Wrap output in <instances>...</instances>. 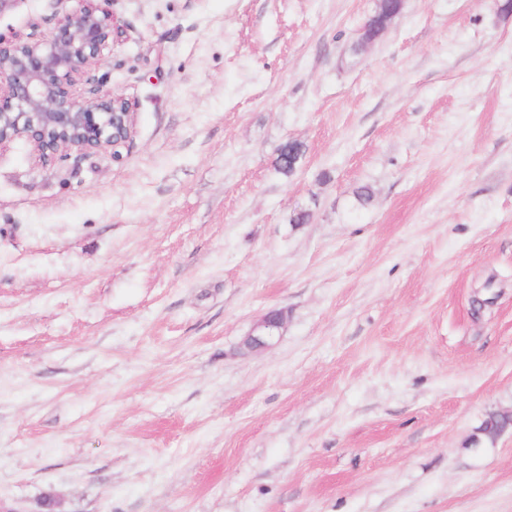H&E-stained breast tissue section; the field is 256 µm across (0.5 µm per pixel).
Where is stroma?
<instances>
[{
  "mask_svg": "<svg viewBox=\"0 0 512 512\" xmlns=\"http://www.w3.org/2000/svg\"><path fill=\"white\" fill-rule=\"evenodd\" d=\"M502 2L404 0L364 44L377 0H104L120 160L0 146V507L512 512V430L472 443L512 412ZM302 145L298 142H288L284 144L278 152L275 166L276 169L285 176L291 175L303 154ZM286 313L279 309L266 313L244 336L242 348L248 352H258L271 348L281 335L286 323Z\"/></svg>",
  "mask_w": 512,
  "mask_h": 512,
  "instance_id": "stroma-1",
  "label": "stroma"
}]
</instances>
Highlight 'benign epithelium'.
<instances>
[{"instance_id": "benign-epithelium-1", "label": "benign epithelium", "mask_w": 512, "mask_h": 512, "mask_svg": "<svg viewBox=\"0 0 512 512\" xmlns=\"http://www.w3.org/2000/svg\"><path fill=\"white\" fill-rule=\"evenodd\" d=\"M53 15L50 34H0V145L26 138L36 161L52 166L76 153L80 158L112 153L134 133V104L122 94L101 92L96 70L122 30L97 0ZM286 313H266L244 336L242 348H271Z\"/></svg>"}]
</instances>
